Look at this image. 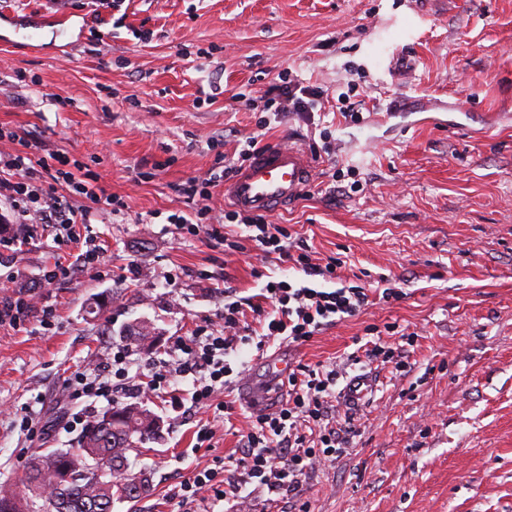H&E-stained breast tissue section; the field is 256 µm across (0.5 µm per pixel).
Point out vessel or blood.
I'll list each match as a JSON object with an SVG mask.
<instances>
[{"instance_id": "b4317fda", "label": "vessel or blood", "mask_w": 512, "mask_h": 512, "mask_svg": "<svg viewBox=\"0 0 512 512\" xmlns=\"http://www.w3.org/2000/svg\"><path fill=\"white\" fill-rule=\"evenodd\" d=\"M310 154L289 144H273L257 153L224 185V200L237 211L268 215L285 208L314 180Z\"/></svg>"}]
</instances>
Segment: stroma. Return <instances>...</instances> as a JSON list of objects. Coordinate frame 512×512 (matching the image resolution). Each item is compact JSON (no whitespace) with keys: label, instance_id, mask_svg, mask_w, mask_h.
Listing matches in <instances>:
<instances>
[{"label":"stroma","instance_id":"1","mask_svg":"<svg viewBox=\"0 0 512 512\" xmlns=\"http://www.w3.org/2000/svg\"><path fill=\"white\" fill-rule=\"evenodd\" d=\"M31 24L35 49L16 47ZM285 74L326 98L321 125L292 113L265 132L305 148L319 172L272 222L306 238L313 262L341 258L347 279L405 297L267 353L314 365L356 351L370 325L399 324L394 346L416 336L405 371L356 366L376 391L356 410L348 455L299 501L310 512H512V0H0V128L79 161L120 208L91 216L86 247L100 263L50 286L44 270L70 261L52 238L0 245V298L32 304L0 326V486L27 497L30 459L78 446L60 423L110 410L73 399L68 382L97 373L112 348H127L130 383L146 384L171 364L174 339L221 325L225 286L252 297L271 280L305 282L253 250L244 225H228L242 246L230 252L168 221L205 204L221 214L223 187L206 203L185 191L221 173ZM350 87L358 122L336 107ZM137 322L158 333L153 348L128 346ZM118 402L154 412L161 432L127 454L150 495L112 512H177L173 488L238 446L216 422L211 447L195 449L196 420L166 394ZM24 407L43 436L15 426Z\"/></svg>","mask_w":512,"mask_h":512}]
</instances>
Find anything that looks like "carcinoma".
Here are the masks:
<instances>
[{
    "instance_id": "1",
    "label": "carcinoma",
    "mask_w": 512,
    "mask_h": 512,
    "mask_svg": "<svg viewBox=\"0 0 512 512\" xmlns=\"http://www.w3.org/2000/svg\"><path fill=\"white\" fill-rule=\"evenodd\" d=\"M126 338L140 348L159 339L154 328L137 323ZM87 423L75 450H49L30 463L26 483L44 512H112L117 502H134L148 494V477L125 468L127 453L155 438L160 419L136 405L108 411ZM14 492L0 486V512H24Z\"/></svg>"
}]
</instances>
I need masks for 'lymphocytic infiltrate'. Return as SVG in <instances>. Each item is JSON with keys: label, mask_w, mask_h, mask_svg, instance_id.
Listing matches in <instances>:
<instances>
[{"label": "lymphocytic infiltrate", "mask_w": 512, "mask_h": 512, "mask_svg": "<svg viewBox=\"0 0 512 512\" xmlns=\"http://www.w3.org/2000/svg\"><path fill=\"white\" fill-rule=\"evenodd\" d=\"M321 98V91L313 87L300 88L293 82L271 85L264 93L265 115L260 123L269 125L271 117L286 112H312ZM47 177L52 179V187L44 186ZM59 184L66 185L67 194H57L55 187ZM76 195L88 199V207H75L72 198ZM0 199L14 204L17 222L29 225L31 232L52 236L58 247L76 249L77 261L87 265L97 262L96 253L78 252L81 231L92 210L113 212L115 201L112 196L98 194L87 177L76 175L67 158L53 154L37 159L27 146L0 150ZM224 218L246 226L257 250L293 263L307 276L321 277L324 285L318 288L287 280L271 281L261 304L225 289L221 328L171 344L169 354L176 368L153 371L149 391H169L172 372L197 373L191 409L216 417L232 410L231 405L216 399L219 388L227 387L235 373L228 360L232 352L251 343L261 349L275 339L301 346L319 331L360 315L371 303L367 288L343 278L341 259L323 265L313 263L304 241H292L290 232L265 216L231 210ZM253 318L264 329L261 336L252 333L249 321ZM109 369L106 376L76 377L73 399L111 397L115 381L128 378L125 350L113 352ZM341 375L338 367L297 365L288 374L287 403L277 411L258 414L241 429L240 446L235 454L225 457L223 467L199 470L175 487L172 498L179 512H205L203 505L208 500L228 503L227 512H238L236 505L242 500V492L252 483L286 493V512H306L296 492L321 466L346 455L347 436L354 430L353 413L336 412L333 406Z\"/></svg>", "instance_id": "1"}]
</instances>
